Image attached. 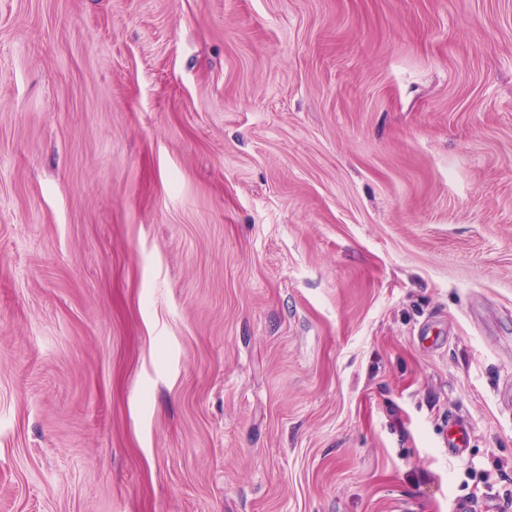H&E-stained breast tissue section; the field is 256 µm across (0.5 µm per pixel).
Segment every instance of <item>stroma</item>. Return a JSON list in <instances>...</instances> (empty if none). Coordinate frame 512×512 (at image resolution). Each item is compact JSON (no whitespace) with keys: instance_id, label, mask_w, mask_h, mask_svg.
Segmentation results:
<instances>
[{"instance_id":"obj_1","label":"stroma","mask_w":512,"mask_h":512,"mask_svg":"<svg viewBox=\"0 0 512 512\" xmlns=\"http://www.w3.org/2000/svg\"><path fill=\"white\" fill-rule=\"evenodd\" d=\"M459 497L512 512V0H0V512ZM471 437L470 423L462 416H448V454L452 457H464L469 450Z\"/></svg>"}]
</instances>
